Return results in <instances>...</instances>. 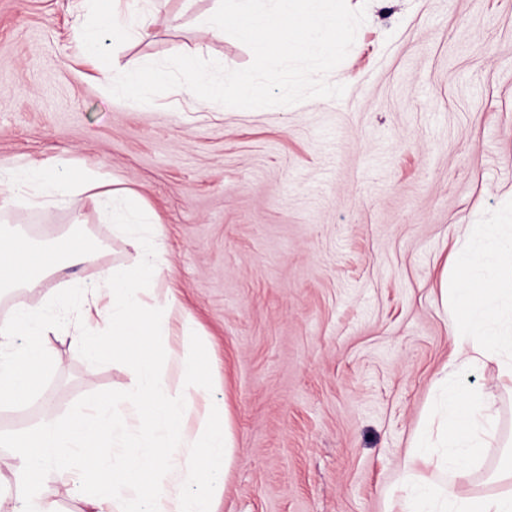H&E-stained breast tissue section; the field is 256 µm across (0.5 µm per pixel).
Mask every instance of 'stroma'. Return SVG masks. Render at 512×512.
Listing matches in <instances>:
<instances>
[{"instance_id":"stroma-1","label":"stroma","mask_w":512,"mask_h":512,"mask_svg":"<svg viewBox=\"0 0 512 512\" xmlns=\"http://www.w3.org/2000/svg\"><path fill=\"white\" fill-rule=\"evenodd\" d=\"M365 8L333 71L341 98L240 109L182 89L138 104L111 95L86 58L74 0H0V175L44 163L93 170L137 191L161 228L182 312L144 346L106 339L117 361L89 360L67 330L38 386L0 406V435L49 413L70 418L125 391L122 359L154 353L183 381V315L211 400L227 404L232 463L215 512H389L402 461L433 411L453 351L441 277L458 225L506 223L512 187V0H347ZM219 0H122L152 18L150 35L118 46L121 66L175 54L242 69L251 50L213 37ZM0 230L38 243L59 236L93 252L42 287L0 294L74 317L102 271L137 252L89 194L43 210H0ZM493 361L457 375L490 392L501 447L472 488L512 467V391Z\"/></svg>"}]
</instances>
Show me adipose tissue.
Returning a JSON list of instances; mask_svg holds the SVG:
<instances>
[{"instance_id":"ef3b65f1","label":"adipose tissue","mask_w":512,"mask_h":512,"mask_svg":"<svg viewBox=\"0 0 512 512\" xmlns=\"http://www.w3.org/2000/svg\"><path fill=\"white\" fill-rule=\"evenodd\" d=\"M92 192L113 223L125 227L132 242L140 243V261L132 269L102 271L87 287L90 308L101 300L102 331L150 341L162 335L164 320L179 308L174 292L155 294L152 283L166 260L157 241L141 242L138 229L149 223L142 198L128 188L109 187L105 178L86 171L81 183L67 172L45 164H31L0 177V202L23 207L68 203L75 190ZM451 276L442 282L449 311L465 309L454 320V345L448 363L452 373L471 369L480 359L498 364L501 380L512 382V321L494 327L488 318L502 296L512 298V237L498 225L486 224L479 237L464 233L458 241ZM56 319L38 307H19L0 322V405L17 403L35 387L31 369L47 362L44 336L54 333ZM196 322L184 318L181 363L184 380L170 386L153 356L125 361L126 391L111 406H100L95 418L75 414L68 420L43 416L20 439L7 440L13 464L0 472V512H59L55 501L41 491L47 471L70 477L89 491L98 512H212L214 488L223 483L232 448L228 412L210 408L196 430L185 433L183 423L207 398L208 387L197 354ZM28 337L19 353L7 354L13 339ZM448 411L437 426L433 445L414 447L403 461L406 479L399 512H512V492L475 494L470 474L486 449L496 443L497 417L488 398L451 385ZM138 426L140 440L129 438ZM449 473L451 484L438 487L422 481L419 465Z\"/></svg>"}]
</instances>
